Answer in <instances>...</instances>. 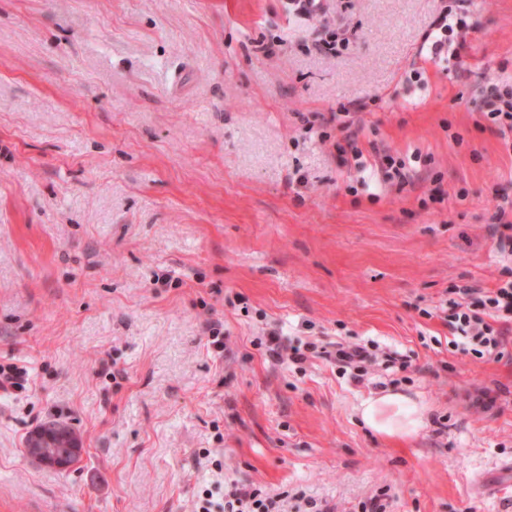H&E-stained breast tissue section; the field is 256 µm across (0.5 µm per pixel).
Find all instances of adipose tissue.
Wrapping results in <instances>:
<instances>
[{"mask_svg":"<svg viewBox=\"0 0 512 512\" xmlns=\"http://www.w3.org/2000/svg\"><path fill=\"white\" fill-rule=\"evenodd\" d=\"M361 416L367 426L388 437L414 434L427 423L425 407L400 393L365 401Z\"/></svg>","mask_w":512,"mask_h":512,"instance_id":"ef3b65f1","label":"adipose tissue"}]
</instances>
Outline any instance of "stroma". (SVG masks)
Masks as SVG:
<instances>
[{
	"instance_id": "35a3bbf8",
	"label": "stroma",
	"mask_w": 512,
	"mask_h": 512,
	"mask_svg": "<svg viewBox=\"0 0 512 512\" xmlns=\"http://www.w3.org/2000/svg\"><path fill=\"white\" fill-rule=\"evenodd\" d=\"M441 6L0 0V364L26 371L0 388V512H195L237 483L284 512H512V324L496 359L448 324L451 288L506 264L512 133L471 96L512 81V0H474L457 60L412 78ZM358 98L362 150L431 157L423 178L347 191L329 118ZM271 330L325 353L272 359ZM386 393L426 427L375 433ZM53 421L81 437L67 470L26 453ZM496 190L495 212L491 220L495 224L496 244L499 253L504 258L512 259V194L509 195L505 189ZM510 217V220H509ZM426 408L405 395L389 393L363 403V421L376 433L388 437L408 436L427 423Z\"/></svg>"
}]
</instances>
